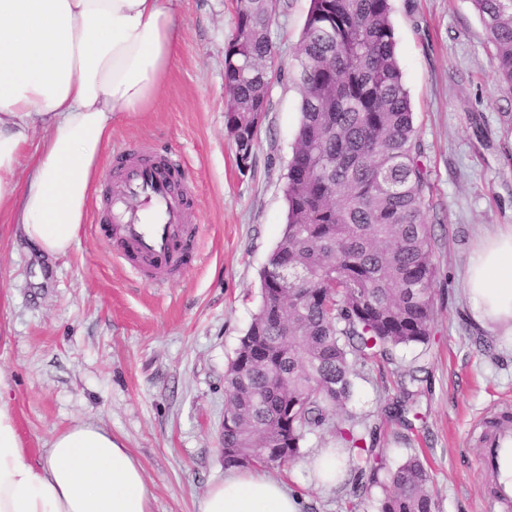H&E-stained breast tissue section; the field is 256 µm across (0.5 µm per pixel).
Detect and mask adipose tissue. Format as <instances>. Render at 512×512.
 <instances>
[{
  "label": "adipose tissue",
  "instance_id": "1",
  "mask_svg": "<svg viewBox=\"0 0 512 512\" xmlns=\"http://www.w3.org/2000/svg\"><path fill=\"white\" fill-rule=\"evenodd\" d=\"M182 36L169 0H0V213L30 246L69 252L98 161L124 112L152 107ZM49 129L25 181L15 178L36 128ZM479 323L512 324V226L471 259ZM0 370V512H151L140 461L111 432L78 423L28 459ZM202 512H301L299 494L229 469Z\"/></svg>",
  "mask_w": 512,
  "mask_h": 512
}]
</instances>
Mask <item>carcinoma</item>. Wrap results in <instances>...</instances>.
Masks as SVG:
<instances>
[{
    "label": "carcinoma",
    "mask_w": 512,
    "mask_h": 512,
    "mask_svg": "<svg viewBox=\"0 0 512 512\" xmlns=\"http://www.w3.org/2000/svg\"><path fill=\"white\" fill-rule=\"evenodd\" d=\"M224 48L226 129L251 160L256 113L276 64L269 0H236ZM499 86L512 93V0H472ZM391 0H311L299 49L301 122L288 162L286 224L261 273V304L224 389V467L281 466L309 434L336 440L357 493L379 512H435L431 476L410 456L385 478L376 430L335 412L352 362L426 343L434 312L428 173L398 64Z\"/></svg>",
    "instance_id": "1"
}]
</instances>
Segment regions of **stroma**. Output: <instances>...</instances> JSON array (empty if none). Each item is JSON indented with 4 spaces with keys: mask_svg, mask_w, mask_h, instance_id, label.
I'll list each match as a JSON object with an SVG mask.
<instances>
[{
    "mask_svg": "<svg viewBox=\"0 0 512 512\" xmlns=\"http://www.w3.org/2000/svg\"><path fill=\"white\" fill-rule=\"evenodd\" d=\"M310 0H278V52L252 165L239 171L225 125L224 46L231 0H171L183 36L152 111L119 116L99 162L138 145L184 163L202 226L199 261L164 286L142 283L99 232L95 184L78 242L63 256L28 249L0 216V370L31 459L54 433L102 427L142 462L152 512H201L223 482L224 374L261 301L260 273L284 229V183L300 126L296 80ZM397 53L421 139L433 260L435 313L428 343L394 361H359L354 393L338 417L377 426L379 464L425 459L437 512H485L492 477L467 437L477 418L512 402V335L480 325L466 290L470 256L512 225V94L502 90L491 44L471 0H392ZM419 381L404 397L400 374ZM404 401L406 420L388 418ZM309 435L268 476L301 495L304 512H377L378 489L354 494L318 484L315 462L335 447Z\"/></svg>",
    "mask_w": 512,
    "mask_h": 512,
    "instance_id": "obj_1",
    "label": "stroma"
}]
</instances>
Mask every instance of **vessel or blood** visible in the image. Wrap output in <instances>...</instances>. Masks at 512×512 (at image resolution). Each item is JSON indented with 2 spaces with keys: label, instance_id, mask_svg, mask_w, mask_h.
Returning <instances> with one entry per match:
<instances>
[{
  "label": "vessel or blood",
  "instance_id": "obj_1",
  "mask_svg": "<svg viewBox=\"0 0 512 512\" xmlns=\"http://www.w3.org/2000/svg\"><path fill=\"white\" fill-rule=\"evenodd\" d=\"M101 231L113 256L132 273L160 284L188 269L198 256L199 227L190 178L180 164H148L131 149L118 152ZM481 469L494 475L486 512H512V407L503 406L470 431Z\"/></svg>",
  "mask_w": 512,
  "mask_h": 512
}]
</instances>
